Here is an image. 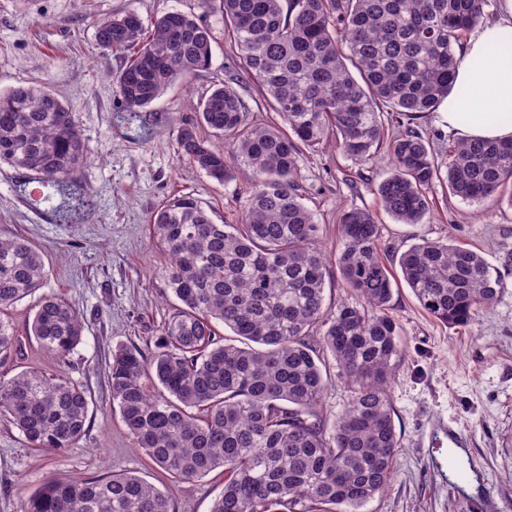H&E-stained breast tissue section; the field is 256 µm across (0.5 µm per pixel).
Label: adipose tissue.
<instances>
[{"mask_svg": "<svg viewBox=\"0 0 512 512\" xmlns=\"http://www.w3.org/2000/svg\"><path fill=\"white\" fill-rule=\"evenodd\" d=\"M455 85L434 115L438 126L466 140H512V0H499L498 19L468 37Z\"/></svg>", "mask_w": 512, "mask_h": 512, "instance_id": "obj_1", "label": "adipose tissue"}]
</instances>
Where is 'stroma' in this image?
I'll return each instance as SVG.
<instances>
[{
	"mask_svg": "<svg viewBox=\"0 0 512 512\" xmlns=\"http://www.w3.org/2000/svg\"><path fill=\"white\" fill-rule=\"evenodd\" d=\"M125 11L147 22L180 11L212 32L209 69L134 114L112 88L124 55L95 39L98 22ZM232 54L222 14L201 0H0V91L21 83L52 91L89 149L73 174L87 193L74 224L21 192L28 171L0 165V237L26 238L46 271L39 295L0 312L17 338L5 365L63 376L90 400L84 436L59 455L31 447L0 421V512H19L22 498L51 478L132 473L168 492L176 512H211L221 495L222 472L173 483L135 446L112 402L109 364L121 346L151 353L179 307L163 276L166 255L149 233L152 213L170 196L189 193L215 222L240 221L251 170L238 167L233 180L219 184L176 149L179 127L223 80ZM299 167L302 202L322 227L326 252H335L338 217L352 207L376 214L382 258L392 268L424 239L479 251L493 263L512 247L511 206L466 203L443 183L429 189L432 207L423 223H398L376 192L378 174L389 167L385 154L359 162L326 147L304 152ZM506 283L500 300L463 328L443 326L405 282L395 286L390 312L401 327L402 354L390 401L401 448L387 486L364 512H512V274ZM42 295L80 310L82 341L66 360L47 355L29 334Z\"/></svg>",
	"mask_w": 512,
	"mask_h": 512,
	"instance_id": "stroma-1",
	"label": "stroma"
}]
</instances>
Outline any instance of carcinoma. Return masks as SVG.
Masks as SVG:
<instances>
[{"mask_svg": "<svg viewBox=\"0 0 512 512\" xmlns=\"http://www.w3.org/2000/svg\"><path fill=\"white\" fill-rule=\"evenodd\" d=\"M219 3L237 76L215 85L198 118L178 131V157L218 183L235 165L253 180L238 224H217L192 195L150 217L167 255L164 278L182 303L155 351L112 352V400L135 445L174 480L224 472L211 512H359L387 485L399 448L389 391L401 334L388 313L395 274L381 259L375 214L344 211L336 252L301 202L299 158L330 142L365 162L387 143L390 172L377 184L383 210L420 224L437 182L464 202L498 196L512 205V142H451L441 153L414 127L455 87L456 47L486 17L488 0H202ZM98 44L129 54L113 77L134 112L209 68L211 32L170 12L150 24L125 11L96 25ZM252 82L284 128L249 119L232 85ZM224 139L218 146L201 129ZM88 157L86 139L54 93L21 84L0 93V164L34 171L80 208L69 176ZM357 302L325 308L328 270ZM401 276L422 308L449 328L468 325L505 290L503 269L481 253L423 240L401 254ZM42 254L21 237L0 238V309L43 287ZM241 345L227 342L217 326ZM31 331L65 359L82 341L79 310L42 298ZM0 319V355L16 347ZM334 362L351 399L332 423L322 413L323 370ZM86 391L37 370L0 374V419L34 447L60 454L85 435ZM20 512H173L170 495L128 474L51 479Z\"/></svg>", "mask_w": 512, "mask_h": 512, "instance_id": "cac0c4a2", "label": "carcinoma"}]
</instances>
